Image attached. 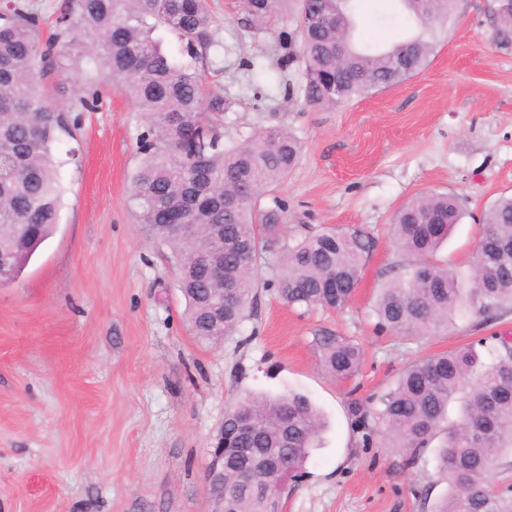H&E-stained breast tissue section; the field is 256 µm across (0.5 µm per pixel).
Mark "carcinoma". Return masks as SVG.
Masks as SVG:
<instances>
[{
    "instance_id": "1",
    "label": "carcinoma",
    "mask_w": 512,
    "mask_h": 512,
    "mask_svg": "<svg viewBox=\"0 0 512 512\" xmlns=\"http://www.w3.org/2000/svg\"><path fill=\"white\" fill-rule=\"evenodd\" d=\"M290 0H245L242 26L259 29ZM354 0H298L299 57L306 73H329L338 93L324 94L311 78L298 88L311 106L334 107L397 86L421 72L434 55L437 27L455 18L459 0H399L418 32L375 42L357 23ZM497 44L512 47V0H491ZM54 36L43 42L36 17L19 0L0 13V252L16 258L18 279L37 246L59 220L60 161L54 156L64 116L41 100L39 80L55 71L61 51L75 61L94 52L122 80L145 126L142 158L132 177L131 205L145 239L169 249L195 338L214 343L234 334L253 315L263 256L279 241L286 203L260 207L295 166L299 141L281 127L256 133L243 145H224V95L202 93L217 43L206 0H66ZM341 66H336V58ZM188 215L186 233L165 231L172 209ZM459 200L426 192L403 205L394 220L399 248L414 256L403 276L380 289L379 323L416 335L448 323L458 311L486 322L512 309V196L486 212L471 276L437 265L433 255L460 222ZM375 240L361 227H326L283 249L277 289L290 305L326 310L346 307L360 282ZM222 269L213 278L214 268ZM233 297L230 303L227 297ZM325 369L351 378L363 353L352 339L329 330L314 338ZM458 403V421L448 407ZM359 428L374 421L416 457L434 452L448 494L434 512H512V491L484 481L512 457V339L484 338L407 365L394 388L372 410L351 403ZM244 416L242 433L235 418ZM325 422L304 395H249L224 410V486L216 494L235 512H280L285 485L269 489L261 461L279 462L299 475Z\"/></svg>"
}]
</instances>
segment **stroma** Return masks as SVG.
<instances>
[{
	"mask_svg": "<svg viewBox=\"0 0 512 512\" xmlns=\"http://www.w3.org/2000/svg\"><path fill=\"white\" fill-rule=\"evenodd\" d=\"M488 4L460 0L418 75L316 108L285 93L302 73L301 64L282 65L281 35L295 29V11L253 30L240 24L239 0H209L221 45L206 82L229 104L225 142L283 125L302 144L277 189L288 213L254 314L217 344L191 334L176 271L131 212L143 130L133 101L106 80L97 107L77 111L97 73L91 55L41 82L67 123L54 147L62 202L53 234L17 281L0 286V512H212L206 477L225 407L290 390L306 395L327 427L288 482L282 512H432L448 491L433 451L409 458L378 425L364 438L349 403L380 398L418 357L512 333L510 309L477 331L464 314L424 336L381 329L372 312L406 260L392 237L403 204L432 190L460 199L466 215L437 260L464 274L483 213L512 195V49L495 42ZM357 7L376 40L410 28L397 0ZM330 225L363 227L376 241L350 305L286 304L273 284L283 245ZM322 329L360 345L355 377L324 370L314 344Z\"/></svg>",
	"mask_w": 512,
	"mask_h": 512,
	"instance_id": "stroma-1",
	"label": "stroma"
}]
</instances>
